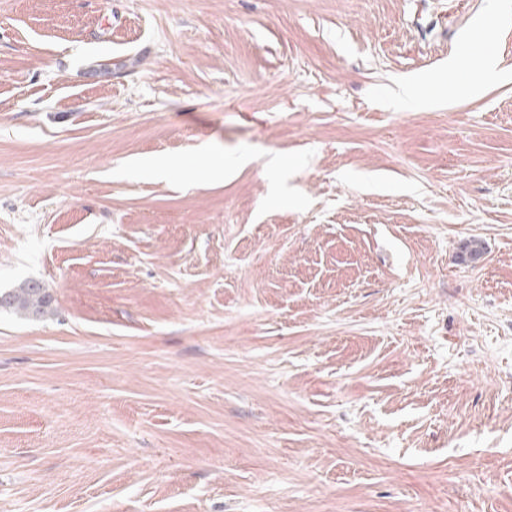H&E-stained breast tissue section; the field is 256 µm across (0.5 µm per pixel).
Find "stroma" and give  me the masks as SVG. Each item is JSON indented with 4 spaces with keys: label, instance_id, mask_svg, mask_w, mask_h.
<instances>
[{
    "label": "stroma",
    "instance_id": "stroma-1",
    "mask_svg": "<svg viewBox=\"0 0 512 512\" xmlns=\"http://www.w3.org/2000/svg\"><path fill=\"white\" fill-rule=\"evenodd\" d=\"M25 280L0 512H512V0H0ZM0 309L24 319H44L54 312L53 298L42 283L28 280L0 292Z\"/></svg>",
    "mask_w": 512,
    "mask_h": 512
}]
</instances>
